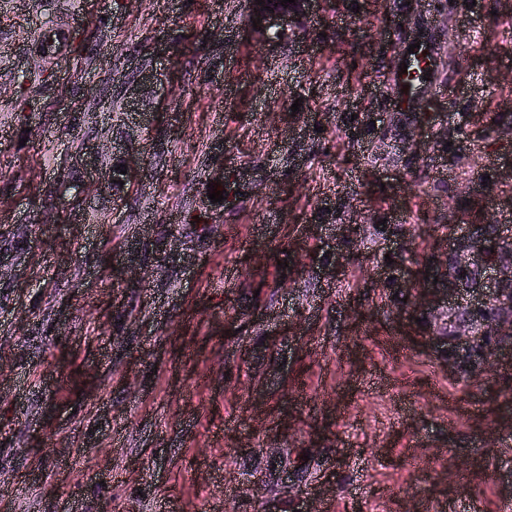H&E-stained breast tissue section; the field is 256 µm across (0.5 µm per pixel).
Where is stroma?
<instances>
[{"instance_id":"obj_1","label":"stroma","mask_w":512,"mask_h":512,"mask_svg":"<svg viewBox=\"0 0 512 512\" xmlns=\"http://www.w3.org/2000/svg\"><path fill=\"white\" fill-rule=\"evenodd\" d=\"M249 10L0 0V512H502L512 328L446 341L424 259L512 225V0ZM424 34L465 91L404 119ZM262 1H264L262 5H257L256 0L250 1L249 25L253 28V22L257 23V17H260L261 23L257 24V27L253 29L261 35H266L268 39L279 40L277 39L279 38L278 34H282V38L288 35V27L290 28L291 25H295L299 21L305 7L308 6L311 0L300 1V11L292 12L289 15L288 13L295 8L294 3H282V0H271V3H268L271 8L267 10L265 9V6H267L266 0ZM284 5H287V8H284ZM284 11H288V13ZM275 35L277 38L274 37ZM60 28L61 26L52 23L43 30L40 39L34 47V53L41 60H50L58 51L59 45L56 43V35Z\"/></svg>"}]
</instances>
